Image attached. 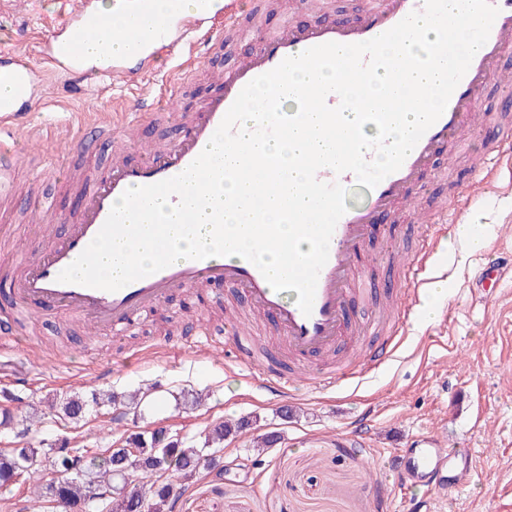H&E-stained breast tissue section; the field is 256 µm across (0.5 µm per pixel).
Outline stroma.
Returning a JSON list of instances; mask_svg holds the SVG:
<instances>
[{
    "label": "stroma",
    "mask_w": 512,
    "mask_h": 512,
    "mask_svg": "<svg viewBox=\"0 0 512 512\" xmlns=\"http://www.w3.org/2000/svg\"><path fill=\"white\" fill-rule=\"evenodd\" d=\"M239 7L243 20H258L268 33L290 19L318 18L298 12L295 0L271 6L239 0ZM57 10V0H31L23 11L0 14V49L31 46L47 34ZM184 82L181 103L159 102L161 119L142 130L141 142L176 138L181 113L194 111L211 90L199 68ZM99 85L92 78L51 93L24 118L44 148L54 147L60 134L86 137L89 150L78 160L85 174L105 164L112 148L110 138L82 126L99 104ZM74 198L63 186L62 164L30 155L13 201L0 206V321L11 312L3 279L13 273L20 247L63 233L58 215L72 211ZM468 220L482 230L488 248L512 254V196L486 199ZM455 238V227H448L446 324L415 320L395 361L360 384L323 391L306 373L285 396L259 388L249 369L224 357L225 318L246 306L227 287L223 306L191 290L180 293L119 338L106 330L85 334L77 319L53 313L20 316L17 335L29 351L0 355V413L40 414L41 438L93 453L159 426L197 441L212 423L248 420L246 429L225 437L218 465L201 463L181 486L174 512H414L425 496L433 512H512V283L487 300L472 296L483 253ZM201 327L213 345L196 358L185 344ZM100 368L108 371L102 380L95 376ZM20 372L27 387L14 383ZM146 387L152 393L134 420L119 405H89L79 421L48 409L50 400L66 395L127 397ZM423 432L472 451L475 469L463 489L442 497L403 486L390 457ZM268 434L278 443L261 447Z\"/></svg>",
    "instance_id": "stroma-1"
}]
</instances>
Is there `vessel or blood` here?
<instances>
[{
    "mask_svg": "<svg viewBox=\"0 0 512 512\" xmlns=\"http://www.w3.org/2000/svg\"><path fill=\"white\" fill-rule=\"evenodd\" d=\"M499 14L487 42L475 54L466 74L455 88L443 115L421 137L396 172L375 188L359 185L352 172L335 174L320 169L317 177L340 183L348 192L347 212L340 218L329 244V257L317 282L311 315L298 307L296 291L277 292L259 269L246 259H182L156 273L109 292L59 281V274L92 242L105 223L114 203L131 187L157 183L182 173L204 150L226 112L251 80L277 67L285 58L328 43H359L386 32L409 13L422 10L424 0H369L359 18L324 19L314 23L288 22L262 39L258 47L243 55L231 70L212 75L214 92L180 123L175 140L146 150L136 157L127 147L112 152L108 162L95 168L90 182L79 184L81 206L75 214L63 215L64 235L50 244H32L24 253L19 273L11 280L9 293L22 308L40 314L53 311L82 320L90 329L118 332L141 321L148 312L179 292L210 288L212 304L224 302L215 285L240 290L251 308L273 317V329L289 353L301 362L335 350L343 337L360 341L364 328L350 314L352 299L363 294L368 282L357 274L359 257L374 235L377 224L398 219L415 202L417 187L437 155L460 144L471 129L493 130L492 149L468 170L464 195L451 208L436 209L431 222L422 225L420 247L401 270L394 293L399 300L397 322L388 329V340L356 362L319 372L321 389L332 390L377 375L388 367L402 344L409 320L421 315V292L431 287L432 273L441 261L439 237L448 223H460L464 213L499 191L501 173L512 175V122L490 119L481 110V99L502 74V60L512 52V0H489ZM58 19L35 51H0V78L11 86L9 96H0V125L12 126L25 110L42 99L59 82L78 83L97 75L107 82L131 84L150 70L151 61L166 55L174 63L173 78L164 84L162 98L175 103L181 97V74L205 61L225 29L238 23L237 0H224L221 13H212L209 0H199L196 11H183L180 0H168L158 9L155 0H113V13L101 10L98 0H58ZM126 17L120 35L127 45L121 55L86 57L82 38L109 28L113 14ZM142 112H99L92 121L99 129L123 136L127 128H140ZM28 156L24 147L0 144V194L9 191V176ZM512 281V256L490 254L485 258L475 292L485 296L503 282ZM239 364L255 366L262 387L287 393L292 375L274 365H254L249 352L237 351ZM406 483L440 494L460 487L473 471L470 452L444 448L434 434L411 437L408 448L395 459Z\"/></svg>",
    "mask_w": 512,
    "mask_h": 512,
    "instance_id": "1",
    "label": "vessel or blood"
}]
</instances>
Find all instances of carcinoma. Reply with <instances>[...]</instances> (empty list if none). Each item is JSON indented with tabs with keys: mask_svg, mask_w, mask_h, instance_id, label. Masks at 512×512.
<instances>
[{
	"mask_svg": "<svg viewBox=\"0 0 512 512\" xmlns=\"http://www.w3.org/2000/svg\"><path fill=\"white\" fill-rule=\"evenodd\" d=\"M88 401L79 395L60 403L63 415L79 420L86 414ZM243 427L224 422L210 428L195 444L164 427L138 433L125 445L90 453L83 448L21 446L0 451V486L32 479L38 471L57 472L46 484H32L34 503L47 498L56 506L75 505L80 512H173L174 485L195 474L201 462L215 460L224 449V437Z\"/></svg>",
	"mask_w": 512,
	"mask_h": 512,
	"instance_id": "obj_1",
	"label": "carcinoma"
}]
</instances>
